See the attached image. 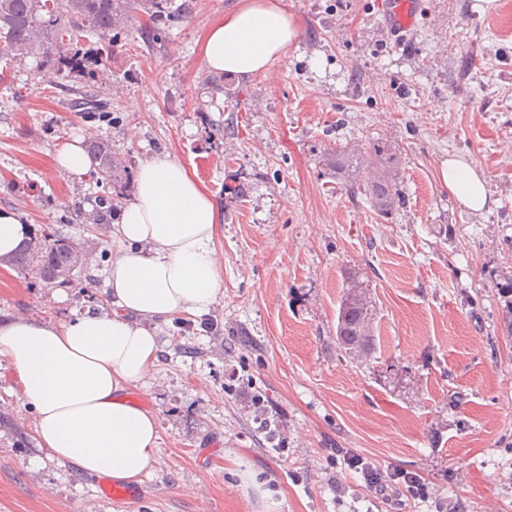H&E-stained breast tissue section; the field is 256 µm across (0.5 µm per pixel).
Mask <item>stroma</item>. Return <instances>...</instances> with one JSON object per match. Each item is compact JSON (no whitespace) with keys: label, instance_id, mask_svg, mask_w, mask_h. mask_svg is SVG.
<instances>
[{"label":"stroma","instance_id":"obj_1","mask_svg":"<svg viewBox=\"0 0 512 512\" xmlns=\"http://www.w3.org/2000/svg\"><path fill=\"white\" fill-rule=\"evenodd\" d=\"M303 22L285 60L251 79L210 74L200 40L238 0H193L165 38L134 35L95 76L110 112L78 111L77 78L41 58L0 62V207L33 233L83 246L66 287L0 267V318L61 324L104 301L112 227L82 223L103 192L55 166L92 134L125 160L117 185L164 151L224 213L216 250L224 294L208 315L160 328L154 373L130 389L159 420L156 462L115 505L96 480L48 457L12 369L0 359V512H372L354 452L423 477L434 496L391 492L385 512H512V347L498 331L512 282V0H426L404 44L380 0H287ZM214 84H205V77ZM401 160L404 204L381 215L328 154ZM482 173L486 208H463L441 163ZM375 307L376 349L341 356L336 309L347 279Z\"/></svg>","mask_w":512,"mask_h":512}]
</instances>
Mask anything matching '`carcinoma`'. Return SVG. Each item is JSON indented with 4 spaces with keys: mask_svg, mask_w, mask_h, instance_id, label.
<instances>
[{
    "mask_svg": "<svg viewBox=\"0 0 512 512\" xmlns=\"http://www.w3.org/2000/svg\"><path fill=\"white\" fill-rule=\"evenodd\" d=\"M192 3L183 0H0V60L8 61L39 53L43 66L57 74L93 78L122 40L133 36L129 20L141 16L138 31L159 41L166 24L191 12ZM92 112H104L107 101L94 90L82 92L75 102ZM97 161L93 178L102 185L117 183L123 168L105 137L88 141ZM375 170L374 178L363 184L362 194L380 214L387 215L402 204L397 190L399 159L384 144H375L365 158ZM115 197L111 192L99 198V210L82 214L86 224L107 223ZM80 245L49 235L35 236L12 256L17 268L36 269L39 280L49 286L71 281L79 262ZM336 340L349 358L366 361L374 351V314L370 297L360 282L350 280L342 289L337 309Z\"/></svg>",
    "mask_w": 512,
    "mask_h": 512,
    "instance_id": "carcinoma-1",
    "label": "carcinoma"
}]
</instances>
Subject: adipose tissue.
<instances>
[{"label":"adipose tissue","instance_id":"1","mask_svg":"<svg viewBox=\"0 0 512 512\" xmlns=\"http://www.w3.org/2000/svg\"><path fill=\"white\" fill-rule=\"evenodd\" d=\"M299 35L284 0H242L207 29L203 60L209 70L253 77L285 59ZM441 177L467 209L486 206L484 178L465 161H443ZM221 222L186 168L170 154L154 155L138 167L134 196L112 225L119 248L107 274L111 312L90 309L62 324L0 321V357L36 414L38 441L74 474L133 485L153 467L157 416L125 393L155 370L159 325L204 316L222 296Z\"/></svg>","mask_w":512,"mask_h":512}]
</instances>
